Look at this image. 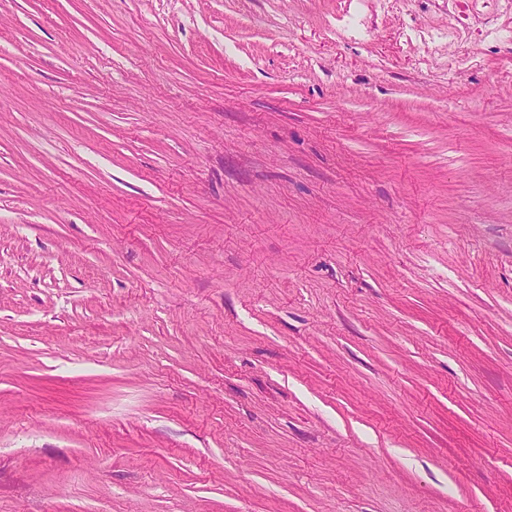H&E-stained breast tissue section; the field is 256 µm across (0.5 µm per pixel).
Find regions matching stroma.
<instances>
[{
	"mask_svg": "<svg viewBox=\"0 0 512 512\" xmlns=\"http://www.w3.org/2000/svg\"><path fill=\"white\" fill-rule=\"evenodd\" d=\"M0 512H512V10L0 0Z\"/></svg>",
	"mask_w": 512,
	"mask_h": 512,
	"instance_id": "obj_1",
	"label": "stroma"
}]
</instances>
